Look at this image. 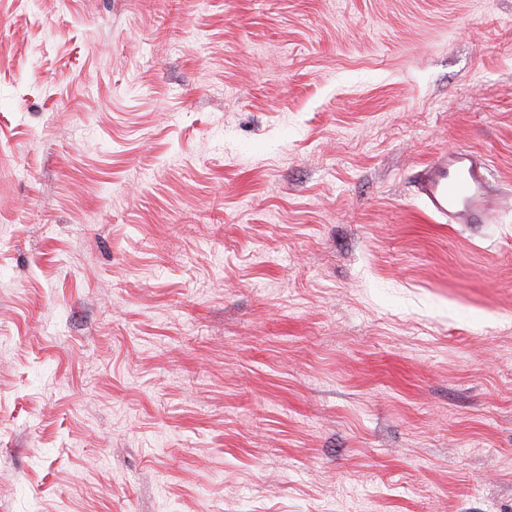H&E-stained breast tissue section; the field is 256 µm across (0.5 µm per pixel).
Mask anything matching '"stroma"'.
Masks as SVG:
<instances>
[{
	"label": "stroma",
	"mask_w": 512,
	"mask_h": 512,
	"mask_svg": "<svg viewBox=\"0 0 512 512\" xmlns=\"http://www.w3.org/2000/svg\"><path fill=\"white\" fill-rule=\"evenodd\" d=\"M332 500L512 512V0H0V512ZM489 168L464 148L435 156L416 178L427 211L444 224H487L496 212Z\"/></svg>",
	"instance_id": "35a3bbf8"
}]
</instances>
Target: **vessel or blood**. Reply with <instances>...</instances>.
Wrapping results in <instances>:
<instances>
[{
  "label": "vessel or blood",
  "instance_id": "obj_1",
  "mask_svg": "<svg viewBox=\"0 0 512 512\" xmlns=\"http://www.w3.org/2000/svg\"><path fill=\"white\" fill-rule=\"evenodd\" d=\"M483 159L458 148L435 156L415 181L427 211L445 224H486L496 212Z\"/></svg>",
  "mask_w": 512,
  "mask_h": 512
}]
</instances>
